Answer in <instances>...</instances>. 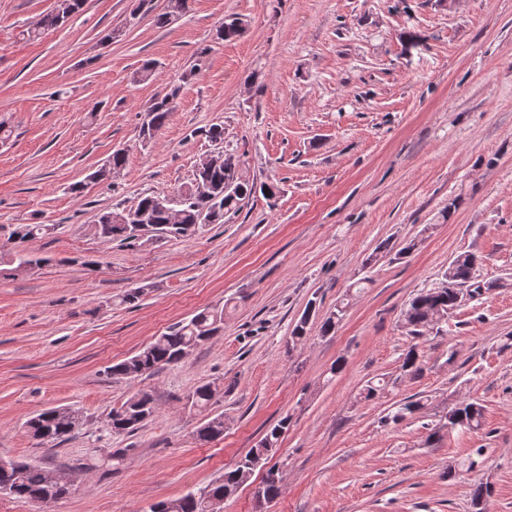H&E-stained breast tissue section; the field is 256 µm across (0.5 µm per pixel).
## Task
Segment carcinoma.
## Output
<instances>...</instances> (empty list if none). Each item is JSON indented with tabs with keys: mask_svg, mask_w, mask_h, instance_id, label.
<instances>
[{
	"mask_svg": "<svg viewBox=\"0 0 512 512\" xmlns=\"http://www.w3.org/2000/svg\"><path fill=\"white\" fill-rule=\"evenodd\" d=\"M188 0H170L169 10L156 19V24L165 26L180 17L187 9ZM85 0H68V10L60 13L56 10L43 15L37 26L28 30V39L35 40L49 28L64 25L78 14ZM245 23L238 17H230L218 30V38L230 40L242 35ZM180 87L174 86L162 96L155 97L147 108L148 120L140 128V136L150 141L155 133L167 121L179 96ZM108 169L99 170L90 175L97 180L106 174H117L126 165V153L122 149L112 152L107 160ZM267 197H273L279 191L272 183L256 185L241 167L238 156L224 153L223 160L215 165L198 168L192 179L172 194H144L133 206L147 216L146 231L155 232L164 237H189L196 233L195 226L205 216L212 224H222L228 216L238 213L246 199L256 191ZM97 233L106 239L128 242L138 238L136 228L129 223L127 210H107L98 216L95 222ZM46 224H22L16 231L21 241L33 240L47 234ZM478 257L469 252L457 255L441 276L434 288L423 289L412 297L402 312L405 325L413 336L419 338L423 330L437 327L448 321V313L457 308L458 293L466 289L475 299L483 295L486 281L476 275ZM316 314V308L309 305L299 321L291 330V341L303 339L308 332L310 321ZM224 324V309L206 308L190 319L180 322L170 330L154 339L138 354L110 368L111 374L123 378H136L151 374L159 368L179 362L184 352L193 350L209 340ZM423 351L412 346L404 355L401 369L411 375L422 370ZM214 398L212 385L203 384L192 392V407L203 412ZM424 408L420 399H410L399 405L396 412L388 417L398 423ZM156 412V401L152 392L139 390L132 394L120 407L112 409L109 415L112 433L128 434L140 427ZM483 407L478 402L464 400L448 409L446 423L442 427L450 430L457 428L474 430L481 426ZM83 414L73 408L47 409L27 422V433L39 444L63 442L82 425ZM288 430V417L269 429L254 448L240 459L236 467L224 472V476L195 491L170 501H162L158 506L161 512H208L205 496L225 498L231 496L248 478V465L260 458L270 464L267 473L277 469L272 460L280 450L281 437ZM224 434V416L216 415L196 430V438L208 442ZM7 487L12 496L38 501L46 496H56L58 489L48 479L47 470L26 462H18L8 470H0V486Z\"/></svg>",
	"mask_w": 512,
	"mask_h": 512,
	"instance_id": "cac0c4a2",
	"label": "carcinoma"
}]
</instances>
